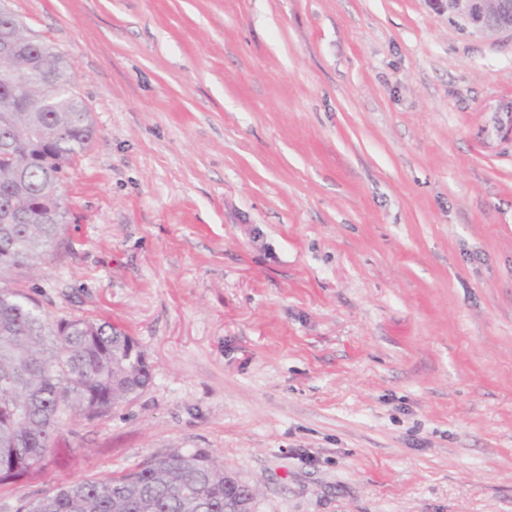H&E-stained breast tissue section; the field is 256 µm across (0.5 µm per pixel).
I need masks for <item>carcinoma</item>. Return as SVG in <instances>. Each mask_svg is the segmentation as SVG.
I'll use <instances>...</instances> for the list:
<instances>
[{
  "label": "carcinoma",
  "instance_id": "obj_1",
  "mask_svg": "<svg viewBox=\"0 0 512 512\" xmlns=\"http://www.w3.org/2000/svg\"><path fill=\"white\" fill-rule=\"evenodd\" d=\"M39 79L23 61L0 57V138L32 159L18 184L11 158L0 154V210L29 214L0 224V486L46 469L48 452L68 413L106 415L152 382V366L136 340L100 319L49 323L40 306L5 278L41 265L57 245L66 210L61 189L73 159L95 128L82 103L64 89L72 65L53 44L34 40ZM239 496L224 467L202 448H172L127 472L63 483L20 512H224Z\"/></svg>",
  "mask_w": 512,
  "mask_h": 512
}]
</instances>
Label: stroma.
<instances>
[{
    "label": "stroma",
    "mask_w": 512,
    "mask_h": 512,
    "mask_svg": "<svg viewBox=\"0 0 512 512\" xmlns=\"http://www.w3.org/2000/svg\"><path fill=\"white\" fill-rule=\"evenodd\" d=\"M96 136L16 278L151 384L0 512L172 448L258 512H512V35L435 0H9Z\"/></svg>",
    "instance_id": "35a3bbf8"
}]
</instances>
